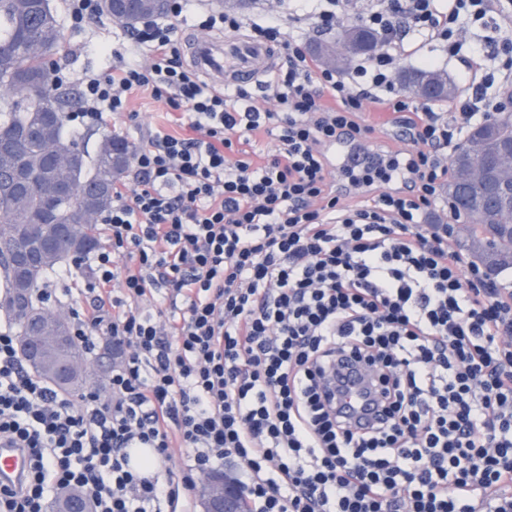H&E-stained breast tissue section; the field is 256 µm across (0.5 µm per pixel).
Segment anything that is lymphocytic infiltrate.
<instances>
[{"mask_svg":"<svg viewBox=\"0 0 512 512\" xmlns=\"http://www.w3.org/2000/svg\"><path fill=\"white\" fill-rule=\"evenodd\" d=\"M298 2L296 21L322 32L353 17L350 0ZM189 16L206 32L248 28L284 50L286 67L258 98L207 84L174 38ZM354 17L382 44L346 79L280 15L244 19L203 0H168L108 73L85 75L71 121L105 127L146 92L180 130L150 133L135 184L112 193L105 245L74 262L90 272V297L70 311L72 334L89 353L93 334L108 337L118 358L107 396L50 388L0 328V440L28 457L0 512H47L72 487L94 512H177L227 458L255 512H512V290L426 221L448 151L502 113L512 0H372ZM409 36L464 64L469 93L450 115L396 89ZM369 101L407 114L409 146L350 172L360 198L348 204L323 149L341 131L368 133ZM259 131L279 147L257 162L240 143ZM161 288L158 320L141 306ZM344 354L370 371L381 406L361 430L336 409ZM175 447L191 451L177 472ZM130 448L153 449V474L130 468Z\"/></svg>","mask_w":512,"mask_h":512,"instance_id":"obj_1","label":"lymphocytic infiltrate"}]
</instances>
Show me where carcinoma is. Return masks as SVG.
<instances>
[{
	"mask_svg": "<svg viewBox=\"0 0 512 512\" xmlns=\"http://www.w3.org/2000/svg\"><path fill=\"white\" fill-rule=\"evenodd\" d=\"M121 23L133 29L147 16L165 12L160 0H126ZM379 35L357 21L336 29V37L316 42L313 54L345 69L374 53ZM63 41L49 0H0V268L4 297L23 293L24 305L0 309L20 340L33 336L40 351L29 370L65 394L85 388V352L68 322H59L34 295L44 275L64 261L91 252L98 239L94 217L112 205V190L125 176L136 152L133 143L108 133L92 153L64 136L68 104L52 87L45 59ZM400 88L422 92L439 104L457 97L459 85L447 73L412 66L396 76ZM512 152V113L476 126L450 155L446 186L449 212L468 225V250L488 275L512 268V212L491 220L474 200L484 190L478 172L488 161ZM67 159L55 164L53 156ZM78 225L69 234L66 228Z\"/></svg>",
	"mask_w": 512,
	"mask_h": 512,
	"instance_id": "cac0c4a2",
	"label": "carcinoma"
}]
</instances>
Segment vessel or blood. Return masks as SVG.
Listing matches in <instances>:
<instances>
[{
  "label": "vessel or blood",
  "instance_id": "1",
  "mask_svg": "<svg viewBox=\"0 0 512 512\" xmlns=\"http://www.w3.org/2000/svg\"><path fill=\"white\" fill-rule=\"evenodd\" d=\"M191 66L219 87L259 84L276 66L267 46L240 37L198 38L190 47ZM338 150L331 153V169L339 187H347V174L376 161L375 152L359 147L349 134H341ZM27 471V458L18 449L0 444V488L18 483Z\"/></svg>",
  "mask_w": 512,
  "mask_h": 512
}]
</instances>
